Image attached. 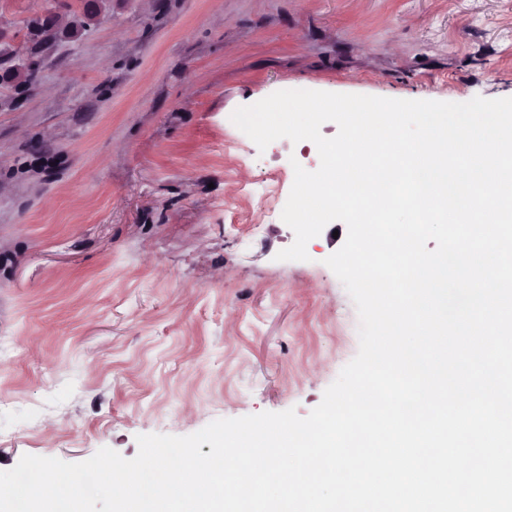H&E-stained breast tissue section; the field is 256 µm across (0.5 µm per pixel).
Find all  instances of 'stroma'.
I'll return each mask as SVG.
<instances>
[{
	"mask_svg": "<svg viewBox=\"0 0 512 512\" xmlns=\"http://www.w3.org/2000/svg\"><path fill=\"white\" fill-rule=\"evenodd\" d=\"M0 0V471L306 416L359 350L326 265L280 261L294 164L233 111L279 90L512 97V0Z\"/></svg>",
	"mask_w": 512,
	"mask_h": 512,
	"instance_id": "35a3bbf8",
	"label": "stroma"
}]
</instances>
